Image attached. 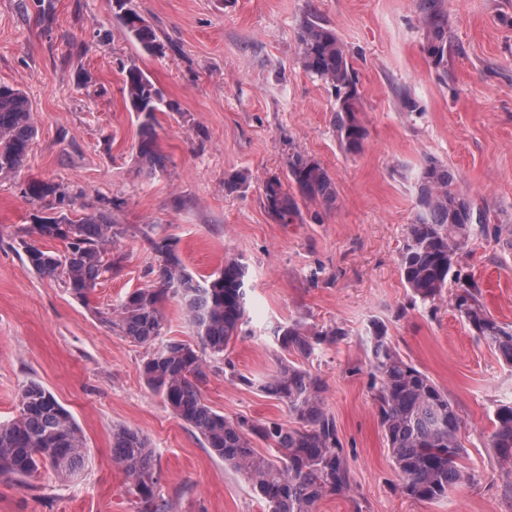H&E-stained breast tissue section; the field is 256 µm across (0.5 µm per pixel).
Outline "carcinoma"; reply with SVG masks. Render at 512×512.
I'll list each match as a JSON object with an SVG mask.
<instances>
[{"label": "carcinoma", "mask_w": 512, "mask_h": 512, "mask_svg": "<svg viewBox=\"0 0 512 512\" xmlns=\"http://www.w3.org/2000/svg\"><path fill=\"white\" fill-rule=\"evenodd\" d=\"M112 10L141 48L165 55V45L133 4L112 0ZM425 46L431 62L441 64L448 52V22L439 0H417ZM299 62L310 76L330 86L336 95L333 125L341 148L362 150L367 131L359 118V79L349 52L336 32L313 15L297 33ZM123 95L139 126L136 156L154 174L165 167L157 144L156 114L172 109L163 92L138 66L123 68ZM36 127L30 105L18 90L0 84V175L21 170ZM287 178L300 196L336 201V185L315 159L286 141ZM265 206L282 224L297 213L295 197L280 178L264 183ZM22 197L51 211L22 227L20 244L27 263L38 275L62 282L77 298L85 299L104 276L120 270L121 258L112 250L124 230L112 223L108 205L81 202L82 191L55 181L32 179ZM85 210L71 218L75 207ZM415 222L408 225L398 269L412 301L431 311L444 299L448 284H457L450 302L480 342L512 366V325L496 320L480 300L478 283L456 270L473 231L474 205L456 187L448 167L429 160L421 171ZM59 241L64 250L52 251L41 241ZM160 257L151 284L121 301L110 323L131 342L154 348L142 364L147 386L172 413L203 440L205 447L241 473L265 503L267 512H316L319 501L352 489V472L339 437L335 417L324 407V380L306 365L321 346L335 344L346 333L334 325L308 328L300 323L273 330L282 357L265 379L256 380L235 369L226 351L247 334L246 269L237 260L208 276L196 278L182 265L167 238H148ZM177 301L195 329L196 343L163 338V304ZM369 363L373 400L392 465L407 498L432 502L471 479L460 460L461 416L448 392L391 345L386 330L374 325ZM259 390L284 403L292 425L278 421L230 418L214 410L203 397L208 370ZM266 443L260 453L254 440ZM500 462H512V404L494 413L489 439ZM86 438L72 415L40 382L30 381L18 395V414L0 422V477H29L48 465L63 479L77 477L86 462ZM112 459L132 485L138 512H164L157 493L155 454L146 437L134 428L112 427Z\"/></svg>", "instance_id": "carcinoma-1"}]
</instances>
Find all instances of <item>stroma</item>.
<instances>
[{
    "label": "stroma",
    "instance_id": "stroma-1",
    "mask_svg": "<svg viewBox=\"0 0 512 512\" xmlns=\"http://www.w3.org/2000/svg\"><path fill=\"white\" fill-rule=\"evenodd\" d=\"M164 41L145 53L112 12V0H0V84L27 96L37 126L24 166L0 176V421L17 414L18 392L42 383L86 440L75 481L52 469L0 478V512H138L112 460V428L137 429L155 451L167 512H265L247 480L204 448L146 384V347L104 320L147 285L158 257L148 238H169L193 275L236 258L247 270L246 336L230 347L237 370L260 378L283 354L272 331L295 321L335 325L343 341L310 362L326 383L353 475V490L318 512H512V479L489 446L494 412L512 402V366L480 343L441 301L412 305L398 269L425 161L447 165L483 217L460 261L486 309L512 323V0H442L448 64L425 50L416 0H135ZM316 13L345 44L359 78L367 131L360 152L341 150L335 95L297 58V31ZM136 64L174 105L157 115L165 167L136 160L139 130L121 91ZM318 160L336 185L333 205L298 199L278 223L263 185L285 177L284 140ZM245 171L248 189H224ZM111 202L125 234L118 273L88 299L39 276L17 236L36 212L21 194L29 179ZM399 353L447 391L463 420L462 464L471 479L437 502L399 491L371 394L373 324ZM228 417L288 422L284 404L223 375L203 387Z\"/></svg>",
    "mask_w": 512,
    "mask_h": 512
}]
</instances>
